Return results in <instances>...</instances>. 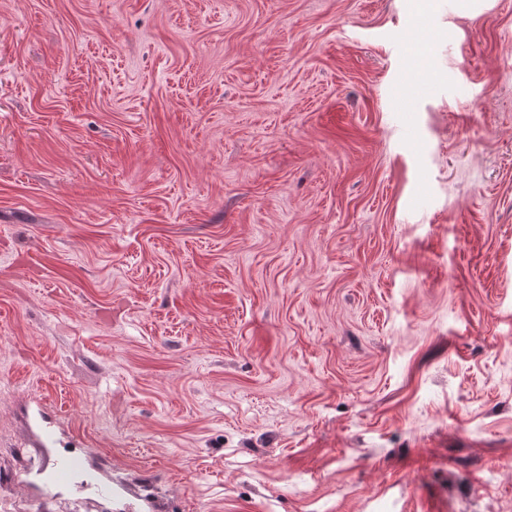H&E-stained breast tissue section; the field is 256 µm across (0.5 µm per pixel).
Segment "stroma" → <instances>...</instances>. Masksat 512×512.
Returning <instances> with one entry per match:
<instances>
[{
    "instance_id": "35a3bbf8",
    "label": "stroma",
    "mask_w": 512,
    "mask_h": 512,
    "mask_svg": "<svg viewBox=\"0 0 512 512\" xmlns=\"http://www.w3.org/2000/svg\"><path fill=\"white\" fill-rule=\"evenodd\" d=\"M0 512H512V0H0Z\"/></svg>"
}]
</instances>
